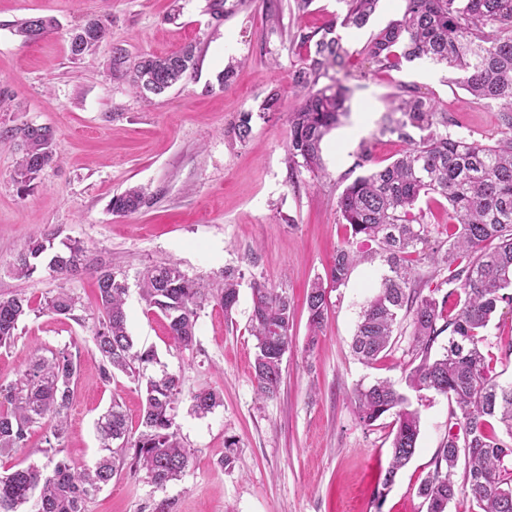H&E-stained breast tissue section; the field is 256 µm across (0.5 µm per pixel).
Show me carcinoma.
Returning a JSON list of instances; mask_svg holds the SVG:
<instances>
[{"instance_id":"cac0c4a2","label":"carcinoma","mask_w":512,"mask_h":512,"mask_svg":"<svg viewBox=\"0 0 512 512\" xmlns=\"http://www.w3.org/2000/svg\"><path fill=\"white\" fill-rule=\"evenodd\" d=\"M339 24L306 30L295 38L307 55L296 71L301 102L291 112L288 168L314 176L324 170L321 143L348 112L350 88L338 81L318 86L333 70L353 77L351 54L335 34L336 26L362 28L379 0H341ZM56 28L46 16L23 19L17 32L24 41L43 38ZM108 36L103 19H91L69 34V47L79 57ZM374 73L401 70L406 62L427 58L445 66L450 80L462 86L476 104L502 112L506 130L489 145L448 130V113L414 89L393 96L382 117L380 134L395 136L407 148L388 165L357 177L337 199V211L350 226L352 240L336 251L326 278L312 281L306 295L308 348L323 327L328 287L344 285L353 269L378 257L387 266L378 292L364 306L353 337L358 359L370 364L391 344L401 324L409 330L412 361L406 384L416 393L434 391L448 398V439L440 447L434 471L421 484L426 512H447L456 497L468 499L476 512H512V446L501 440V425L512 439V383L498 381L492 358L485 353L484 331L497 309L512 307V0H404L401 16L374 33L357 51ZM196 47L166 54H144L128 68L124 47L112 46V69L133 72V86L160 95L192 76ZM17 181L29 185L56 159L55 133L48 126L20 129ZM437 193L448 201V223L428 224L417 208L421 196ZM145 203L131 187L112 197L111 210L126 215ZM51 253L48 267L74 274L83 267L85 247L78 241L54 249L52 238L32 239L16 258L15 270L28 277L37 262ZM430 261L449 272L456 291L437 298L439 288L426 290L430 279L419 268ZM242 274L224 269L208 287L189 277L177 262L145 267L138 275L142 299L168 321L169 334L182 348L193 346L199 311L215 301L232 313L238 302ZM101 311L93 342L104 382L119 371L133 378L144 395L138 427L129 426L117 401L99 417L96 430L102 454L91 469H80L62 455L67 409L81 377L80 362L68 349H33L27 367L0 384V455L24 447L35 427L46 428L47 464L20 463L0 472V512H85V503L128 468L162 487L188 467L187 448L175 423L180 379L166 371L148 377L144 369L156 362L152 349H134L124 309L127 285L111 270L97 274ZM251 333L256 340L254 379L258 395L279 391L282 365L292 346L294 308L288 294L253 280ZM60 316L75 317L78 300L65 291L46 303ZM30 308L21 293L0 295V347L15 341ZM449 332L448 346L432 354L437 338ZM193 409L207 414L223 404L222 394L204 389L192 397ZM357 416L372 425L393 417L391 463L381 482L386 490L415 454L421 431L418 409L387 380L355 390ZM464 460L461 482L454 480Z\"/></svg>"}]
</instances>
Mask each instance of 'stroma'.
<instances>
[{"mask_svg": "<svg viewBox=\"0 0 512 512\" xmlns=\"http://www.w3.org/2000/svg\"><path fill=\"white\" fill-rule=\"evenodd\" d=\"M230 2L234 10L224 18L212 13L211 0H0V294H23L32 307L15 343L0 347V383L15 379L34 346H66L78 356L81 380L62 448L79 467L100 455L96 422L111 402L138 423L142 395L133 380L121 372L109 382L100 379L93 345L100 318L95 271L105 267L129 286L125 309L135 345L157 353L149 374L165 371L180 379L174 421L193 455L185 472L160 488L140 474L115 476L87 512H154L163 501L170 512H426L418 489L448 438L447 397L410 394L421 433L411 461L386 490L380 481L390 460L392 420L363 425L352 400L356 387L379 379L406 388L408 336L393 337L370 366L351 347L385 263L360 265L345 286L330 289L325 326L311 353L304 299L349 238L336 201L365 173L362 147H369L376 167L404 149L396 137L379 133L398 85L417 87L447 113L454 132L488 144L502 136L501 114L471 103L463 88L448 83L445 70L425 60L404 63L389 76L370 73L348 82L350 112L323 140L322 175L290 177L288 117L301 101L293 75L305 55L295 33L332 23L342 6L313 0L299 17L293 0H281L275 21L267 0ZM402 7L401 0H380L363 28H337L355 69L364 67L362 45ZM33 15L53 17L58 28L30 44L16 28ZM92 18L106 20L109 37L95 51L73 57L68 34ZM116 44L133 59L192 44L197 69L166 93L145 98L128 76L113 72ZM228 67L233 74L220 83ZM273 92L278 110L257 117ZM246 112L254 115L252 134L241 142L234 125ZM26 124L51 127L59 155L27 186L16 180L14 139ZM133 186L144 192L145 205L113 214V196ZM47 234L59 243L80 241L86 269L62 276L42 265L18 277V254L30 239ZM169 261L204 283L228 267L243 274L236 309L228 315L216 302L206 304L196 342L187 349L170 340L166 319L146 308L136 285L139 271ZM256 279L286 291L295 305L293 345L271 399L258 397L254 381L250 283ZM61 290L78 297L80 320L45 310L47 297ZM485 334L500 382H512V356L505 354L512 308L500 307ZM203 388L223 395L222 405L206 415L192 408L193 395Z\"/></svg>", "mask_w": 512, "mask_h": 512, "instance_id": "stroma-1", "label": "stroma"}]
</instances>
